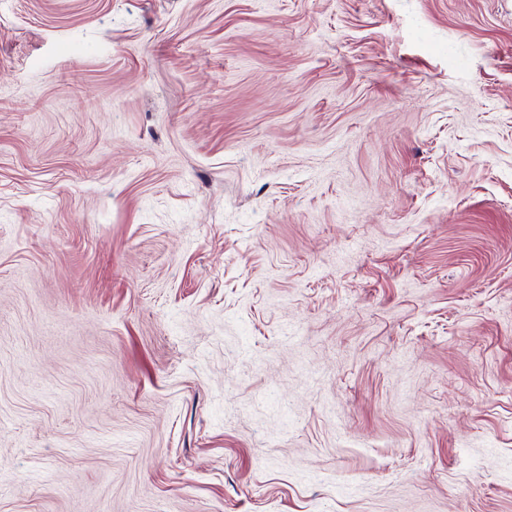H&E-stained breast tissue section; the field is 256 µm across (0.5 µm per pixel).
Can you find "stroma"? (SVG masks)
<instances>
[{
  "label": "stroma",
  "instance_id": "35a3bbf8",
  "mask_svg": "<svg viewBox=\"0 0 512 512\" xmlns=\"http://www.w3.org/2000/svg\"><path fill=\"white\" fill-rule=\"evenodd\" d=\"M0 512H512V0H0Z\"/></svg>",
  "mask_w": 512,
  "mask_h": 512
}]
</instances>
